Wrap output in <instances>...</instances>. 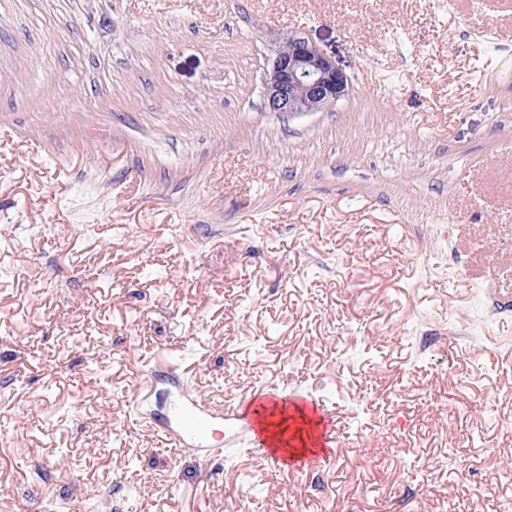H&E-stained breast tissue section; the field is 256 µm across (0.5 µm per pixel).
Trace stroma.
I'll return each instance as SVG.
<instances>
[{"label":"stroma","mask_w":512,"mask_h":512,"mask_svg":"<svg viewBox=\"0 0 512 512\" xmlns=\"http://www.w3.org/2000/svg\"><path fill=\"white\" fill-rule=\"evenodd\" d=\"M167 368L332 460L176 451ZM0 512H512V0H0ZM347 75L305 37L289 31L281 39L263 75L267 111L322 112L349 94ZM319 422L310 417L303 408L295 405L294 413L289 414L288 407L283 405L277 414L276 420H264L260 422L261 432L274 447L289 453L290 456L314 453L312 427ZM289 434V435H288Z\"/></svg>","instance_id":"35a3bbf8"}]
</instances>
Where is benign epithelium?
<instances>
[{"mask_svg": "<svg viewBox=\"0 0 512 512\" xmlns=\"http://www.w3.org/2000/svg\"><path fill=\"white\" fill-rule=\"evenodd\" d=\"M347 75L306 38L289 31L263 75L267 111L298 115L322 112L349 94Z\"/></svg>", "mask_w": 512, "mask_h": 512, "instance_id": "benign-epithelium-1", "label": "benign epithelium"}]
</instances>
